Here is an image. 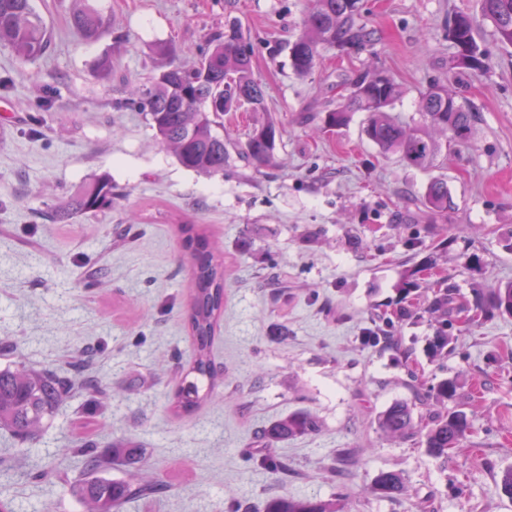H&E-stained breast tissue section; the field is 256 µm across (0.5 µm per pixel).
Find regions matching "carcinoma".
Segmentation results:
<instances>
[{"label": "carcinoma", "instance_id": "obj_1", "mask_svg": "<svg viewBox=\"0 0 512 512\" xmlns=\"http://www.w3.org/2000/svg\"><path fill=\"white\" fill-rule=\"evenodd\" d=\"M360 0H311L303 22V30L288 43V59L293 72L308 75L326 47L341 52L360 50L375 40V31L359 22ZM482 20L494 28L500 43L512 46V0H477ZM72 25L80 37L96 42L111 28L110 16L93 7L76 10ZM452 41L468 46L467 55L453 56L448 72L463 71L473 77L489 68L488 58L476 39V25L449 26ZM0 44L9 46L24 61L42 57L50 45V33L35 11L32 0H0ZM157 53L168 58L150 85L127 98V104L149 115L160 143L171 148L185 168L203 175L224 173L229 152L224 144L225 108L221 101L248 104L255 112L265 111V94L252 76V51L242 25L237 21L224 24L215 34L210 47L200 53L192 67L173 60V50L164 44ZM401 94L394 80L381 85L374 73L365 72L352 83V89L336 108L325 113L323 128L331 131L346 126L354 112H365V133L384 152L399 154L406 167L426 171L434 166L440 146L425 129L438 128L450 134L451 141L463 143L472 133L474 115L469 107L448 98V88L432 85L421 95L423 127L407 128L387 112ZM279 128L264 121L254 128L245 145V158L257 167L269 164L276 148ZM117 193L112 181L99 176L87 181L76 193L61 198L49 208L48 217L56 223H67L78 215L97 213L112 207ZM421 205L431 220L448 213L451 200L448 184L441 177L429 179ZM182 246L192 262L190 282L191 306L187 323L192 336V358L187 374L208 381L201 388L196 381L181 385L173 396L171 409L190 413L206 400H222L216 391V371L212 361V345L217 322L224 313V254L216 251L198 224L179 225ZM425 312L441 318L438 337L448 341V328L476 322L495 314L512 315V282L497 289L483 300L468 302L457 288L443 279L436 283ZM408 374L419 403L432 402L427 411V424L418 427L412 407L404 402L392 403L377 420L379 431L388 438L419 440L427 453L436 458L448 456L470 435L467 414L449 410L448 399L454 397L458 378H446L427 386L416 371ZM100 389L91 378H75L51 369H34L17 362L0 367V428L9 431L19 442L32 443L55 419L60 406L77 392L93 395ZM320 428L318 417L309 410H298L270 423L261 433L268 443L315 433ZM83 457L79 477L71 484V492L86 512H119L127 501L162 492L163 484L149 471L145 448L135 438L112 445V457L132 470L126 478H110L104 474L107 453L94 448H77ZM406 488L402 473L381 470L375 477L373 490L382 500H395ZM346 496L342 492L322 500L315 498L278 497L269 500L265 512H346Z\"/></svg>", "mask_w": 512, "mask_h": 512}]
</instances>
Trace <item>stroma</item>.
Listing matches in <instances>:
<instances>
[{"instance_id":"stroma-1","label":"stroma","mask_w":512,"mask_h":512,"mask_svg":"<svg viewBox=\"0 0 512 512\" xmlns=\"http://www.w3.org/2000/svg\"><path fill=\"white\" fill-rule=\"evenodd\" d=\"M85 4L112 19L92 43L71 23ZM33 5L51 35L47 52L24 62L0 46V101L12 108L0 129V367L22 361L67 373L91 351L86 369L102 379L107 408L75 395L27 454L0 430V491L26 512H82L69 489L81 459L58 448L93 442L104 451L133 437L167 490L120 512H224L229 488L263 512L270 499H325L336 487L349 491V512H512V498L497 489L512 466V316L449 330L444 357L433 353L429 314L397 331L425 382L460 379L448 405L467 413L473 432L443 460L381 435L378 415L414 394L407 367L361 343L399 309L402 272L425 260L436 266L413 293L419 306L436 278L470 299L512 282V47L483 24L486 74L448 72V24L456 12L477 13L476 0H362L376 41L348 55L322 50L305 77L292 71L286 45L302 30L306 0ZM232 19L253 46L265 115L280 135L273 164L255 167L242 154L255 118L226 114L230 161L207 178L157 143L145 113L118 102L158 72L156 45H173L178 62L192 64ZM105 54L112 69L103 75L96 61ZM376 68L400 85L391 111L410 125L420 119L421 93L446 85L476 114L468 143L436 133L442 151L426 173L372 143L365 113L323 130L355 76ZM103 174L123 193L110 209L66 224L45 217L48 205ZM433 176L452 196L444 232L420 209ZM185 223L203 225L224 254L213 343L224 400L178 415L170 402L192 353ZM119 225L130 228L122 240ZM277 325L286 339H273ZM299 409L318 416L320 431L265 446L262 429ZM263 446L287 458L288 479L247 458L246 449ZM383 469L404 473L398 499L375 496Z\"/></svg>"}]
</instances>
